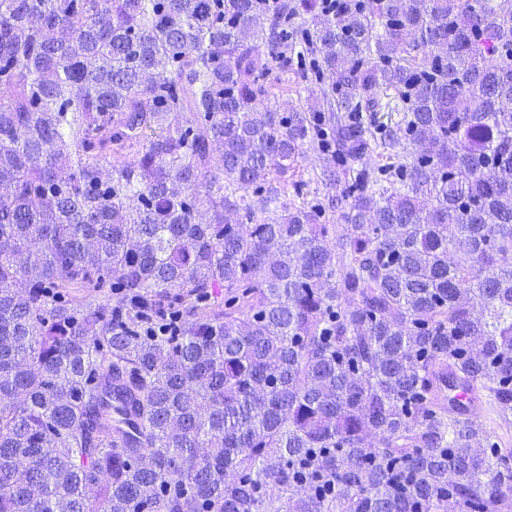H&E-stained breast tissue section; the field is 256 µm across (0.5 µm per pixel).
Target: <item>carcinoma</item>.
Returning a JSON list of instances; mask_svg holds the SVG:
<instances>
[{"mask_svg":"<svg viewBox=\"0 0 512 512\" xmlns=\"http://www.w3.org/2000/svg\"><path fill=\"white\" fill-rule=\"evenodd\" d=\"M0 512H512V0H0Z\"/></svg>","mask_w":512,"mask_h":512,"instance_id":"obj_1","label":"carcinoma"}]
</instances>
